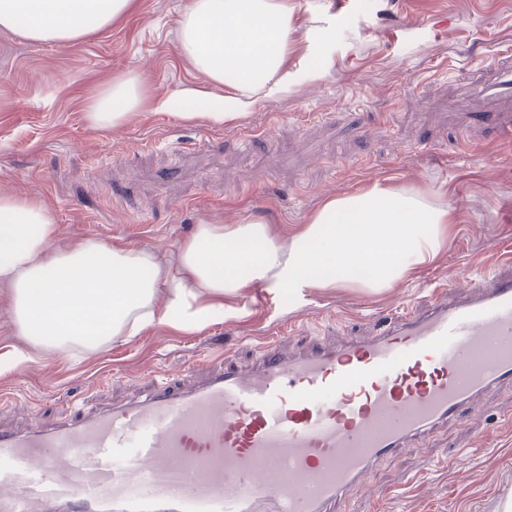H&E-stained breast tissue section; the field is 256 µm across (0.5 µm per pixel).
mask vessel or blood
<instances>
[{
  "instance_id": "vessel-or-blood-1",
  "label": "vessel or blood",
  "mask_w": 512,
  "mask_h": 512,
  "mask_svg": "<svg viewBox=\"0 0 512 512\" xmlns=\"http://www.w3.org/2000/svg\"><path fill=\"white\" fill-rule=\"evenodd\" d=\"M478 85L501 122L512 52ZM439 287L365 338L267 343L251 369L157 382L76 421L0 431V512H325L377 461L512 383V273ZM123 466H114L115 457Z\"/></svg>"
}]
</instances>
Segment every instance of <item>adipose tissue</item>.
<instances>
[{"label":"adipose tissue","mask_w":512,"mask_h":512,"mask_svg":"<svg viewBox=\"0 0 512 512\" xmlns=\"http://www.w3.org/2000/svg\"><path fill=\"white\" fill-rule=\"evenodd\" d=\"M135 0H0V28L35 42H75L111 26ZM287 0H189L181 41L194 67L242 93L264 89L283 69ZM142 101L127 76L93 97L87 117L106 131ZM447 209L412 191L376 184L326 199L291 241L268 224H200L178 246L176 266L145 250H118L87 239L66 251L51 243L56 225L34 198L0 194V284L25 346L0 356V374L49 352L74 356L139 335L163 322L204 329L225 295L258 281L295 293L305 288H389L435 259ZM163 308H156L160 289Z\"/></svg>","instance_id":"ef3b65f1"}]
</instances>
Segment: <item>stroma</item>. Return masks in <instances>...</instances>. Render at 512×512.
<instances>
[{
	"mask_svg": "<svg viewBox=\"0 0 512 512\" xmlns=\"http://www.w3.org/2000/svg\"><path fill=\"white\" fill-rule=\"evenodd\" d=\"M187 0H136L133 12L77 43H36L0 29V193L38 197L55 249L95 238L175 261L197 225L256 217L292 239L331 196L381 182L448 211L433 262L390 288L252 284L187 333L165 323L76 358L48 356L0 375V427L15 431L100 411L155 380L199 382V361L248 368L257 348L366 333L432 289L502 270L512 253V135L456 111L458 90L512 47V0H288L285 66L221 124L159 111L200 88L236 111L181 47ZM133 75L144 106L109 132L88 102ZM512 386L490 388L417 447L376 463L336 512H497L512 493Z\"/></svg>",
	"mask_w": 512,
	"mask_h": 512,
	"instance_id": "stroma-1",
	"label": "stroma"
}]
</instances>
